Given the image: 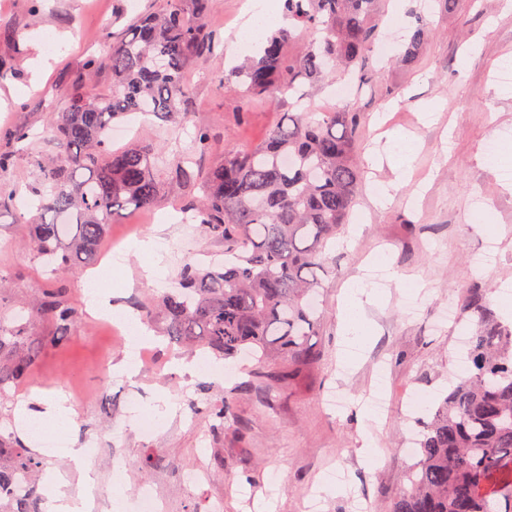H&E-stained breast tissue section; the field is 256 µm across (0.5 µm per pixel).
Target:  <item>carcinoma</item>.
<instances>
[{"label":"carcinoma","mask_w":512,"mask_h":512,"mask_svg":"<svg viewBox=\"0 0 512 512\" xmlns=\"http://www.w3.org/2000/svg\"><path fill=\"white\" fill-rule=\"evenodd\" d=\"M209 2L163 0L136 17L108 55L86 63L91 76L110 74L112 93L100 94L89 78L52 114L45 136L53 151L35 160L40 219L31 248L55 282L35 297L32 312L54 320L58 332L35 336L0 318V397L35 373L48 347L66 341L76 317L67 281L97 263L113 217L157 201L162 147L132 141L114 150L112 122L131 112L170 124L187 118L192 87L184 68L214 47ZM376 4L283 0L288 27L267 36L260 56L234 67L224 88L248 100L303 98L337 70H355L376 37ZM295 30L317 34L299 57L288 53ZM431 34L426 14H417L400 61L415 62ZM359 124L355 112L312 119L288 112L261 144L226 151L207 169L193 170L189 157L168 165L173 179L200 185L185 212L224 242V263L184 262L177 291L132 304L139 317L181 348L224 360L247 355L267 384L284 385L288 367L312 359L318 272L328 271L326 250L345 234L361 188ZM489 294L472 289L460 312L469 364L417 419L419 461L390 512H512V323L496 315ZM43 468L42 457L0 433V512H43ZM18 472L27 477L22 495L11 493Z\"/></svg>","instance_id":"carcinoma-1"}]
</instances>
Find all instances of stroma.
<instances>
[{"mask_svg":"<svg viewBox=\"0 0 512 512\" xmlns=\"http://www.w3.org/2000/svg\"><path fill=\"white\" fill-rule=\"evenodd\" d=\"M427 3L434 33L418 60L397 62V42L415 24L420 3ZM244 0H211L207 22L216 34L212 55L193 60L185 78L193 88L190 116L179 125L156 117L131 118L112 131L113 147L129 136L166 145L167 161L179 159L192 145L197 130H207L213 149L202 157L210 166L226 147H252L294 109L326 112L334 108L361 113L359 141L365 156L377 158L366 180L391 181L388 163L398 138L414 137L417 151L411 179L383 210L359 196L352 223L360 233L347 235L329 253L322 274L319 331L310 340L312 361L291 366L282 389L267 392L257 383L249 358L236 362L232 378L192 376L181 370L175 352L155 349L130 382L113 377L111 366L123 359L119 340L109 327L86 311L83 280H75L70 297L80 319L68 341L47 349L37 373L15 386L0 401V429L46 459L45 477L76 480L56 444H42L20 431L18 401L44 411L56 395L76 390L74 441L91 449L96 481L133 498L141 482L155 481L170 512H208L211 502L222 512H353L352 501L366 498L370 512H389L408 486L415 458L406 456L405 436L414 422L405 400L410 392L439 399L451 378L450 357L462 334L460 326L438 321L441 305H463L473 286L491 288L495 310L512 306V295H498L500 283L512 284V184L501 176L512 169V82L503 83L500 67L512 61V0H457L447 10L443 0H405L401 14L390 18L391 0H381L374 16L378 36L361 73L335 77L314 87L301 106L291 97L251 101L224 91L219 84L229 71L227 55L243 22ZM161 0H0V149L11 152V166L0 172V267L14 274L7 291V317L27 318L34 296L51 275L30 248L32 210L19 202L31 195L33 158L51 151L43 132L54 110L70 98L85 77L90 57L108 54L115 36L138 15L157 10ZM345 90V99L334 93ZM433 107L436 120L422 122L421 112ZM24 128L32 137L23 144L8 139L10 130ZM501 140L498 167L485 163L489 139ZM190 188L168 179L157 203L148 209L118 213L107 234L115 239L131 226L157 236L161 277L139 275L141 258L128 251L112 269L114 304L177 287L183 261L201 264L224 258L222 241L207 237L200 225L183 221ZM495 244L496 259L479 268L476 254ZM385 250L403 283L381 281L380 266L371 257ZM421 286L409 292L406 279ZM360 280L372 291L366 306L372 335L365 344L344 336L338 317L343 288ZM417 303V317L404 307ZM145 403H171L173 411L156 422L152 436L141 434L135 415L127 410L129 389ZM381 389L386 408L377 420L363 419L364 396ZM346 397L341 408L329 407L331 392ZM232 395L231 416L214 429L206 408ZM201 412L186 418L189 403ZM375 455H362L365 439ZM125 455L129 468L112 474L111 453ZM223 464H216V457ZM152 458L142 469L144 458ZM204 461L210 476L196 488L180 483L182 471ZM346 476L340 490H326L334 473Z\"/></svg>","mask_w":512,"mask_h":512,"instance_id":"1","label":"stroma"}]
</instances>
